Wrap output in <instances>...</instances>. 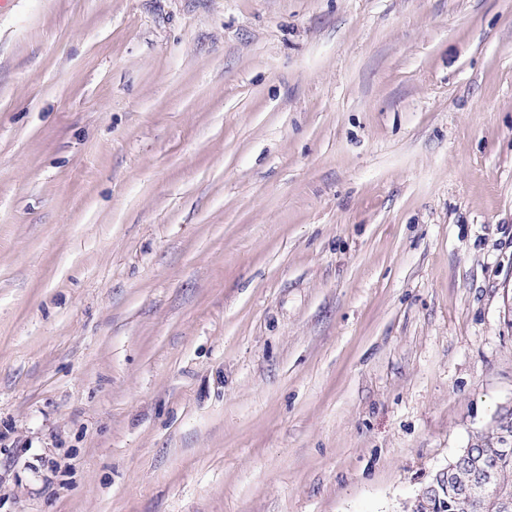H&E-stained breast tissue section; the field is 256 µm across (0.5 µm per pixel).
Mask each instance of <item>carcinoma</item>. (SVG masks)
<instances>
[{"mask_svg":"<svg viewBox=\"0 0 512 512\" xmlns=\"http://www.w3.org/2000/svg\"><path fill=\"white\" fill-rule=\"evenodd\" d=\"M512 417L479 438L483 453L478 465L448 473L438 497L418 499L412 512H512Z\"/></svg>","mask_w":512,"mask_h":512,"instance_id":"cac0c4a2","label":"carcinoma"}]
</instances>
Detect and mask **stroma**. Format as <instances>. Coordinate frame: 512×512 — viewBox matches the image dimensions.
Wrapping results in <instances>:
<instances>
[{"label":"stroma","instance_id":"35a3bbf8","mask_svg":"<svg viewBox=\"0 0 512 512\" xmlns=\"http://www.w3.org/2000/svg\"><path fill=\"white\" fill-rule=\"evenodd\" d=\"M512 414V0L0 6V512H408Z\"/></svg>","mask_w":512,"mask_h":512}]
</instances>
